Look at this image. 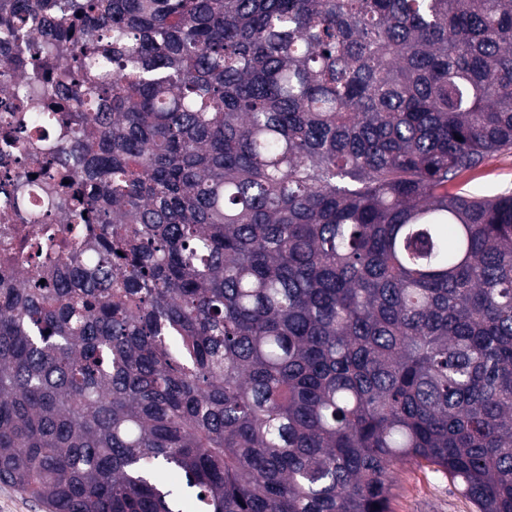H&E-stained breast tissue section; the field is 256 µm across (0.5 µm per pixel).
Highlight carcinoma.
<instances>
[{"label":"carcinoma","mask_w":512,"mask_h":512,"mask_svg":"<svg viewBox=\"0 0 512 512\" xmlns=\"http://www.w3.org/2000/svg\"><path fill=\"white\" fill-rule=\"evenodd\" d=\"M1 43L77 239L0 288L1 483L391 512L425 461L512 512V194L448 190L512 150V0H0Z\"/></svg>","instance_id":"obj_1"}]
</instances>
